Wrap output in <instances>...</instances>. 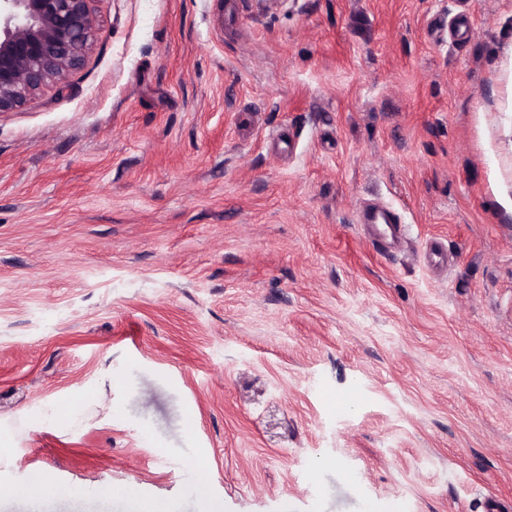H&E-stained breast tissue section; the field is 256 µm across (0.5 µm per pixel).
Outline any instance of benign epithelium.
<instances>
[{
	"label": "benign epithelium",
	"mask_w": 512,
	"mask_h": 512,
	"mask_svg": "<svg viewBox=\"0 0 512 512\" xmlns=\"http://www.w3.org/2000/svg\"><path fill=\"white\" fill-rule=\"evenodd\" d=\"M94 0H0V112L66 86L100 31Z\"/></svg>",
	"instance_id": "1"
}]
</instances>
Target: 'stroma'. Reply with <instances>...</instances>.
<instances>
[{
  "label": "stroma",
  "mask_w": 512,
  "mask_h": 512,
  "mask_svg": "<svg viewBox=\"0 0 512 512\" xmlns=\"http://www.w3.org/2000/svg\"><path fill=\"white\" fill-rule=\"evenodd\" d=\"M224 2L0 112V512H512V0Z\"/></svg>",
  "instance_id": "stroma-1"
}]
</instances>
